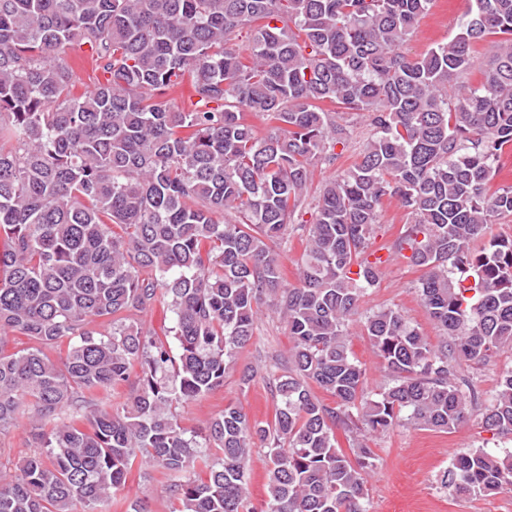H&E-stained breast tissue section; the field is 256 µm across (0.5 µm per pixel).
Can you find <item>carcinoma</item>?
Here are the masks:
<instances>
[{
    "label": "carcinoma",
    "instance_id": "1",
    "mask_svg": "<svg viewBox=\"0 0 512 512\" xmlns=\"http://www.w3.org/2000/svg\"><path fill=\"white\" fill-rule=\"evenodd\" d=\"M471 2L452 41L411 57L432 0H0V434L29 408L37 445L0 473V512H107L136 466L163 471L180 512H251L258 442L264 512H368L375 453L362 441L351 460L337 427H459L475 393L458 366L512 350V238L491 232L512 215V185L493 184L512 148V0ZM186 80L187 112L168 100ZM360 115L358 162L307 201ZM391 198L409 219L380 249L423 271L435 344L395 308L359 316ZM293 226L290 285L275 246ZM262 305L291 340L264 376L273 422L228 404L184 427L178 406L224 386ZM157 307L173 314L161 337L141 320ZM356 316L392 376L375 394L350 352ZM9 335L29 345L9 351ZM483 424L512 434V370ZM441 485L512 487V453H460ZM268 448H254L249 463L251 502L255 512H263L266 501Z\"/></svg>",
    "mask_w": 512,
    "mask_h": 512
}]
</instances>
